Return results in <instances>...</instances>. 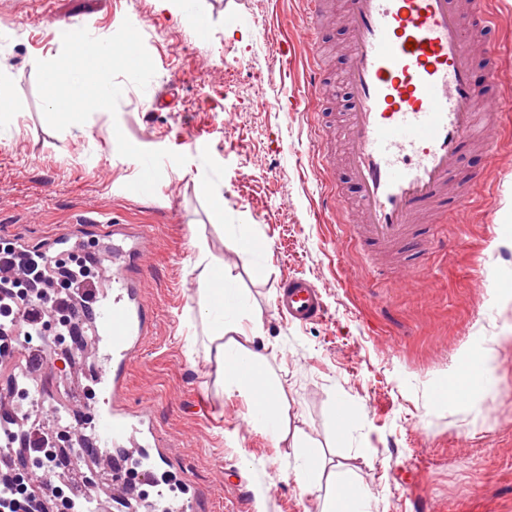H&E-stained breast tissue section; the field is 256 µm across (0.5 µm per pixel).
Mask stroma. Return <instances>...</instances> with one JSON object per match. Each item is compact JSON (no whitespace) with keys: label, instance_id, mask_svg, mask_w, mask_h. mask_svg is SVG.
<instances>
[{"label":"stroma","instance_id":"obj_1","mask_svg":"<svg viewBox=\"0 0 512 512\" xmlns=\"http://www.w3.org/2000/svg\"><path fill=\"white\" fill-rule=\"evenodd\" d=\"M0 0V239L39 247L92 208L117 224H146L154 312L149 336L108 404L149 405L168 467L198 512H321L324 491L294 477L289 442L259 433L242 399L215 387L199 288L206 247L247 300L257 345L281 387L292 434L317 448L325 470L343 464L373 495L372 512H512V115L489 111L499 144L467 149L459 178L479 173L463 223L428 216L445 247L402 275L375 277L348 243L349 228L319 207L318 127L342 124L338 82L346 34L327 27L320 62L332 92L315 117L284 112L302 101L308 46L294 43L288 79L273 75L276 47L308 24L300 0ZM136 38V57L84 73L71 39ZM176 84L169 109L153 91ZM110 105L70 127L71 95ZM164 162L145 174L139 160ZM257 246L242 257L241 238ZM304 276L323 293L325 320L299 326L274 307L281 279ZM502 341L491 364L479 350ZM488 386L465 405L452 385ZM356 417L341 432L337 406Z\"/></svg>","mask_w":512,"mask_h":512}]
</instances>
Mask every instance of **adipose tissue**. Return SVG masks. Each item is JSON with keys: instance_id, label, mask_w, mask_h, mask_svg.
I'll use <instances>...</instances> for the list:
<instances>
[{"instance_id": "obj_1", "label": "adipose tissue", "mask_w": 512, "mask_h": 512, "mask_svg": "<svg viewBox=\"0 0 512 512\" xmlns=\"http://www.w3.org/2000/svg\"><path fill=\"white\" fill-rule=\"evenodd\" d=\"M200 299L211 331L218 387L226 396L243 399L258 432L285 440L289 416L281 401L280 386L266 374L261 355L253 349L262 333L257 323L248 322L240 292L226 278L223 267H210ZM371 500L369 490L358 485L349 471L339 469L322 512H370Z\"/></svg>"}]
</instances>
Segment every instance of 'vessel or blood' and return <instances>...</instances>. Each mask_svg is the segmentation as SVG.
I'll return each mask as SVG.
<instances>
[{
	"label": "vessel or blood",
	"instance_id": "obj_1",
	"mask_svg": "<svg viewBox=\"0 0 512 512\" xmlns=\"http://www.w3.org/2000/svg\"><path fill=\"white\" fill-rule=\"evenodd\" d=\"M495 0H342L340 18L349 49L342 67V85L349 94L348 144L342 164L324 156L329 179L323 210L340 204V186L332 181L343 168L353 187L354 209L347 212L350 239L360 251L405 245L428 205L450 193L466 209L470 186L449 183L475 134L480 113L490 107L512 109V95L490 102L480 91L492 83L507 48L506 42L486 45L488 66L476 75L470 38L497 25ZM308 107H316L324 90V70L311 63L307 79ZM72 234L45 239L40 255L61 256L72 235L84 225H97L112 241V267L107 279L112 299L105 304H77L74 316L111 345L99 357L101 385L123 378L133 351L150 332L152 312L141 293L148 268L144 244L146 226L136 228L99 220L93 210L73 218ZM277 312L289 322L306 325L321 321L326 306L318 286L292 276L282 281L274 300ZM17 352L28 363L50 368L52 360L41 347L15 339ZM150 407L137 415L115 410L93 413L88 426L99 456L131 443L137 424Z\"/></svg>",
	"mask_w": 512,
	"mask_h": 512
}]
</instances>
